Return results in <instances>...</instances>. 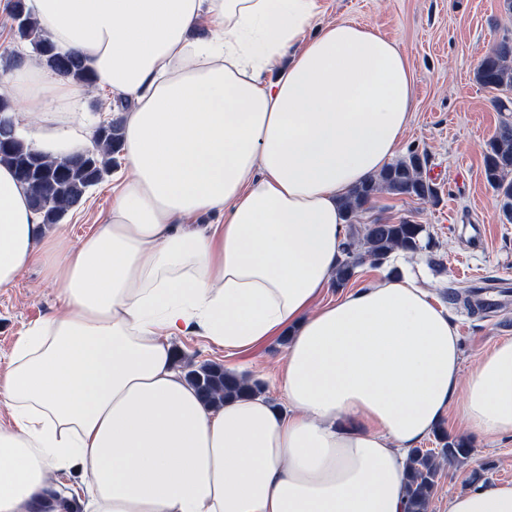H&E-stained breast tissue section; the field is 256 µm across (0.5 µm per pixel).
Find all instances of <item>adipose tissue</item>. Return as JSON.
Here are the masks:
<instances>
[{
	"instance_id": "1",
	"label": "adipose tissue",
	"mask_w": 512,
	"mask_h": 512,
	"mask_svg": "<svg viewBox=\"0 0 512 512\" xmlns=\"http://www.w3.org/2000/svg\"><path fill=\"white\" fill-rule=\"evenodd\" d=\"M30 5L124 101L126 175L74 242L0 164V288L36 265L61 307L0 370V512H405L408 454L455 393L472 436L512 434V339L464 381L457 328L415 275L324 298L343 204L411 122L396 41L318 24L320 0ZM85 92L31 57L0 82L53 157L91 142ZM190 334L232 352L287 337L283 406L205 403L169 342ZM448 512H512V482Z\"/></svg>"
}]
</instances>
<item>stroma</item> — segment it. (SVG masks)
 Returning <instances> with one entry per match:
<instances>
[{"instance_id":"obj_1","label":"stroma","mask_w":512,"mask_h":512,"mask_svg":"<svg viewBox=\"0 0 512 512\" xmlns=\"http://www.w3.org/2000/svg\"><path fill=\"white\" fill-rule=\"evenodd\" d=\"M322 22L353 21L395 40L409 58L415 111L398 154L426 157V174L438 190L433 201L381 193L360 221L425 225L430 248L418 258L428 271L425 285L448 308L457 326L462 374L499 340L512 338V302L479 315L449 301V289L472 287L476 279L512 282V224L503 222L496 194L486 183L483 152L504 118L495 91L475 80V69L503 35H512V11L503 0H324ZM112 206V180L91 187L62 219L72 238L90 233ZM480 224L483 244L474 247L460 227ZM56 288L39 268L26 271L11 288L0 289V368L15 341L44 317L58 313ZM173 349L193 363H216L261 383L276 395L275 380L285 354L282 340L250 352L224 350L200 336H174ZM450 438L470 443L471 459L444 464L429 512H447L448 498L477 479L512 482V437L476 440L458 407H451Z\"/></svg>"}]
</instances>
